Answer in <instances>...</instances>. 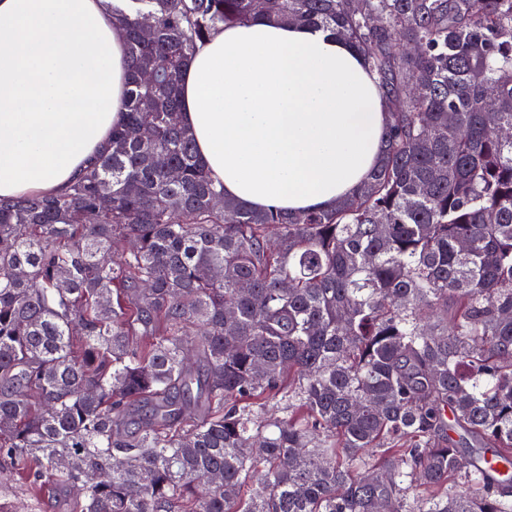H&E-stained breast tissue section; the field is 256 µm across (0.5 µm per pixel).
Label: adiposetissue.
I'll return each instance as SVG.
<instances>
[{
    "mask_svg": "<svg viewBox=\"0 0 512 512\" xmlns=\"http://www.w3.org/2000/svg\"><path fill=\"white\" fill-rule=\"evenodd\" d=\"M109 0H0V198L67 189L126 116ZM181 119L227 199L329 209L384 159L386 100L361 54L312 25H229L181 80Z\"/></svg>",
    "mask_w": 512,
    "mask_h": 512,
    "instance_id": "obj_1",
    "label": "adipose tissue"
}]
</instances>
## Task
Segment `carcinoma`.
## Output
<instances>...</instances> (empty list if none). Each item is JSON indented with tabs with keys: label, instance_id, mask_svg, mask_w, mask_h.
<instances>
[{
	"label": "carcinoma",
	"instance_id": "1",
	"mask_svg": "<svg viewBox=\"0 0 512 512\" xmlns=\"http://www.w3.org/2000/svg\"><path fill=\"white\" fill-rule=\"evenodd\" d=\"M112 16L111 150L0 199V497L19 476L70 512H512L485 463L512 465V0ZM256 19L339 33L385 96L384 161L331 210L224 198L181 125L197 43Z\"/></svg>",
	"mask_w": 512,
	"mask_h": 512
}]
</instances>
